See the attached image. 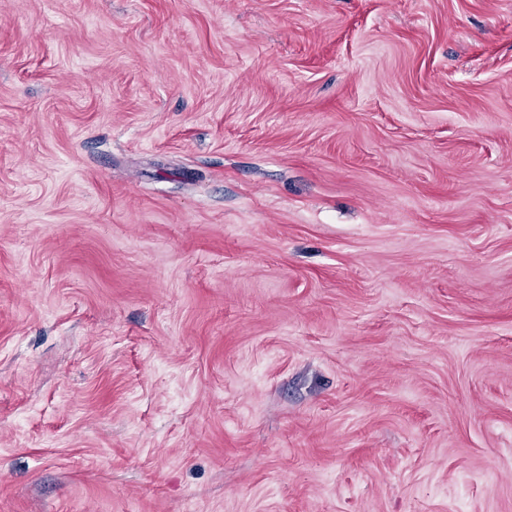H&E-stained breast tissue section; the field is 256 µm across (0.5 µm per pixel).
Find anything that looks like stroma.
Masks as SVG:
<instances>
[{"instance_id":"obj_1","label":"stroma","mask_w":512,"mask_h":512,"mask_svg":"<svg viewBox=\"0 0 512 512\" xmlns=\"http://www.w3.org/2000/svg\"><path fill=\"white\" fill-rule=\"evenodd\" d=\"M0 512H512V0H0Z\"/></svg>"}]
</instances>
